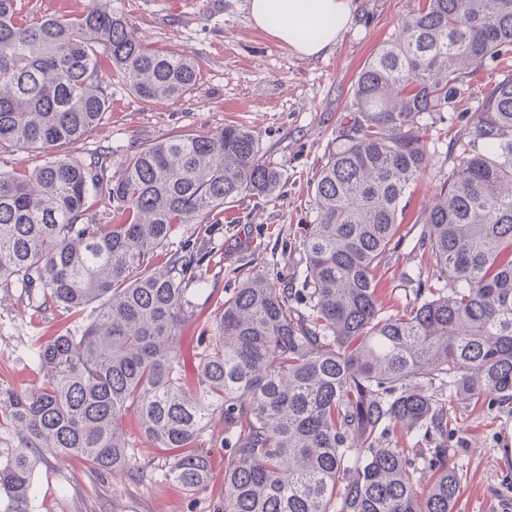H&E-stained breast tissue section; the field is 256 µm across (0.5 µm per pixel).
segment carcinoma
<instances>
[{"instance_id":"1","label":"carcinoma","mask_w":512,"mask_h":512,"mask_svg":"<svg viewBox=\"0 0 512 512\" xmlns=\"http://www.w3.org/2000/svg\"><path fill=\"white\" fill-rule=\"evenodd\" d=\"M102 55L145 102L199 85L193 57L145 43L107 0L40 19L0 0V148L45 154L34 171L0 170V288L34 290L71 317L35 349L32 387H0V427L18 438L0 448V490L25 512L46 454L132 474L129 415L154 447L177 450L166 478L204 490L218 415L219 512H453L463 475L448 464V400L512 404V73L414 225L431 272L393 308L377 271L429 165L419 119L447 107L465 75L512 56V0H419L353 85L314 187L301 287L278 273L242 280L190 362L178 331L212 259L169 255L170 240L271 195L282 173L239 125L180 134L126 153L100 195L112 223H79L102 165L60 149L103 117ZM393 424L413 447H392Z\"/></svg>"}]
</instances>
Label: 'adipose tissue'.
<instances>
[{
  "label": "adipose tissue",
  "instance_id": "adipose-tissue-1",
  "mask_svg": "<svg viewBox=\"0 0 512 512\" xmlns=\"http://www.w3.org/2000/svg\"><path fill=\"white\" fill-rule=\"evenodd\" d=\"M254 24L295 53L316 57L348 29L352 0H249Z\"/></svg>",
  "mask_w": 512,
  "mask_h": 512
}]
</instances>
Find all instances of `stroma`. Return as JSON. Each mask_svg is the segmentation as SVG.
I'll list each match as a JSON object with an SVG mask.
<instances>
[{
  "label": "stroma",
  "mask_w": 512,
  "mask_h": 512,
  "mask_svg": "<svg viewBox=\"0 0 512 512\" xmlns=\"http://www.w3.org/2000/svg\"><path fill=\"white\" fill-rule=\"evenodd\" d=\"M418 0H353L348 30L328 53L302 57L255 27L247 0H112L145 42L193 56L200 68L197 90L177 100L146 103L115 76L109 62L101 79L110 108L90 136L70 143L62 156L85 159L104 150L108 175L118 174L126 148L188 132L211 133L227 124L258 136L283 180L269 198H244L218 223L183 225L169 245L213 251L223 264L212 267L197 291L196 317L180 329L181 351L191 353L203 323L213 319L237 288L238 268L283 275L302 272L301 241L315 223L314 185L335 151L352 86L364 65L392 38ZM512 70V61L491 63L468 77L448 108L424 116L430 155L427 173L402 201L403 229L419 223L438 186L456 166L460 142L485 94ZM425 250L406 237L377 277L389 304L411 294L412 275L428 269ZM58 310L43 309L36 293L13 287L0 291V386L34 384V348L60 332ZM124 426L137 445L138 478L97 474L76 460L45 456L34 476L28 512H217L224 495L223 425L213 420L209 456L212 481L190 492L165 480L169 456L140 433L134 417ZM448 461L465 480L456 512H512V409L491 404L448 402Z\"/></svg>",
  "instance_id": "1"
}]
</instances>
